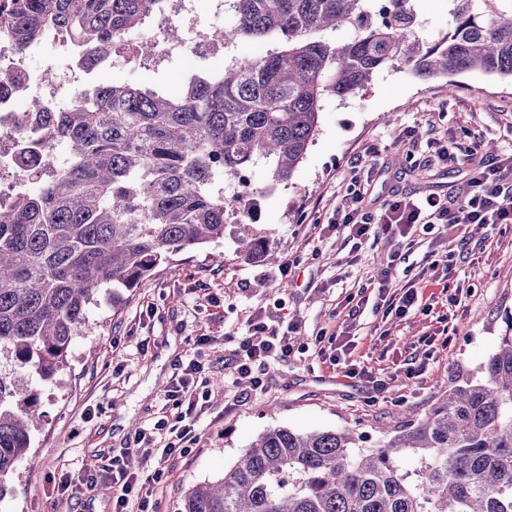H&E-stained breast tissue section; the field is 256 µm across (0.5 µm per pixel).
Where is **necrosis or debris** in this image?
<instances>
[{"label":"necrosis or debris","instance_id":"1","mask_svg":"<svg viewBox=\"0 0 512 512\" xmlns=\"http://www.w3.org/2000/svg\"><path fill=\"white\" fill-rule=\"evenodd\" d=\"M191 2L179 0V9L165 15L169 34L160 43L159 59H166L176 49L194 57L220 51V44L211 41L208 27L194 16ZM45 48V40L37 39L17 53L0 40V112L13 120L11 126L0 127V197L27 192L32 178L23 162L24 147L42 139L47 116L74 100L71 76L52 65L41 74L33 73L30 63ZM33 97L39 99L41 111H27L25 104Z\"/></svg>","mask_w":512,"mask_h":512}]
</instances>
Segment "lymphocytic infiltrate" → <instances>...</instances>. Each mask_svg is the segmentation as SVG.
<instances>
[{
	"mask_svg": "<svg viewBox=\"0 0 512 512\" xmlns=\"http://www.w3.org/2000/svg\"><path fill=\"white\" fill-rule=\"evenodd\" d=\"M468 186L467 195L457 203L436 194H396L379 209L372 210L363 206L365 185L355 178L344 204L335 210L332 226L345 233L356 251L371 238L386 235L389 258L394 261L413 247L416 232L421 228L428 230L438 224L446 228L512 224V156L482 164ZM368 280L377 284L385 314L404 318L431 307L413 284L394 285L389 265L373 268ZM299 329L298 323L291 322L280 331L269 327L262 315H255L248 323L246 336L232 351V373L249 379L252 391H263L264 381L255 375V367L294 356ZM201 371V363L191 361L165 394L173 408L170 416L158 420L152 428L135 430L125 447L113 450L110 464L99 473L88 475L90 485H111L112 512H160L158 492L167 480L166 463L190 453L198 439L195 426L209 398L208 392L198 387ZM134 453L143 463L138 472L127 466L128 456Z\"/></svg>",
	"mask_w": 512,
	"mask_h": 512,
	"instance_id": "obj_1",
	"label": "lymphocytic infiltrate"
}]
</instances>
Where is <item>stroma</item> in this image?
Here are the masks:
<instances>
[{
    "label": "stroma",
    "mask_w": 512,
    "mask_h": 512,
    "mask_svg": "<svg viewBox=\"0 0 512 512\" xmlns=\"http://www.w3.org/2000/svg\"><path fill=\"white\" fill-rule=\"evenodd\" d=\"M223 63L220 53L201 59L177 52L158 66L120 57L106 77L174 91L190 73ZM454 82L450 88L442 79L382 72L360 95L326 103L319 133L288 182L271 185L268 171L256 167L246 183L226 186V194L252 195L257 215L251 228L269 249L287 256L288 278L238 252L235 224L223 240L178 255L139 288L101 294L56 379L22 382L38 398L43 421L0 512H110V496L80 484L81 475L108 464L134 427L163 417L166 390L195 357L205 368L210 404L193 452L166 464L161 512H180L190 487L223 477L273 427L350 429L360 446L374 447L379 426L394 428L428 411L449 367L484 362L505 330V315L512 314V225L448 230L444 246L465 260L447 287L424 288L436 298L433 309L398 321L367 305L348 331L345 299L357 293L364 272L386 260L389 248L385 237L370 240L357 264L347 265L350 243L327 226L349 192L353 169L368 174L364 203L376 210L395 194L461 199L476 165L512 155V84L476 71ZM410 129L476 152L448 164L431 161L424 143L404 145ZM258 312L274 327L299 323L297 343L324 330L336 333L335 345L321 356L263 366L262 393H251L245 379L225 386L234 338ZM341 345L367 380L343 377L334 363ZM409 361L423 365L421 378L405 377ZM64 478L75 486L63 494L58 485Z\"/></svg>",
    "instance_id": "obj_1"
}]
</instances>
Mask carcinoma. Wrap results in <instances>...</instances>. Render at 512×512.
I'll return each mask as SVG.
<instances>
[{"label":"carcinoma","instance_id":"1","mask_svg":"<svg viewBox=\"0 0 512 512\" xmlns=\"http://www.w3.org/2000/svg\"><path fill=\"white\" fill-rule=\"evenodd\" d=\"M173 0H0V37L21 51L58 38L71 67L91 73L129 47ZM232 28L224 68L191 74L174 94L96 83L51 119L50 142L70 145L57 172L41 170L40 143L23 151L37 193L0 204V501L29 458L42 413L18 375L49 380L103 291L131 290L174 257L224 238V212L253 167L271 184L291 179L319 131L325 102L344 101L385 70L421 80L481 71L512 81V0H448L452 25L430 41L416 0H224ZM345 28L351 36L336 42ZM268 44L259 58L236 42ZM247 258L274 255L252 232ZM474 369L457 365L421 418L383 432L373 448L350 430H266L217 482L184 495L181 512H512V316ZM418 466L404 470L398 454Z\"/></svg>","mask_w":512,"mask_h":512}]
</instances>
